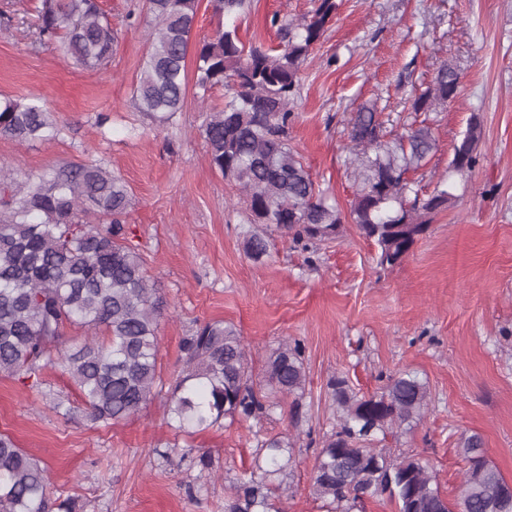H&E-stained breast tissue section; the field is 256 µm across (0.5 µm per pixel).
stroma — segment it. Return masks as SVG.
<instances>
[{"mask_svg":"<svg viewBox=\"0 0 512 512\" xmlns=\"http://www.w3.org/2000/svg\"><path fill=\"white\" fill-rule=\"evenodd\" d=\"M338 10L302 70L291 144L320 188L349 210L358 187L346 126L376 102L394 130L411 124V95L443 63L460 73L455 97L433 113L436 147L411 178L430 193L439 177L456 198L396 266L344 222L336 240L308 250L274 237L255 262L238 189L209 163L200 129L224 105V91L199 99L188 88L182 112L159 124L132 100L152 37L145 0H99L118 40L107 65L89 70L41 42L30 0H0V98L43 102L60 133L45 142L0 136V169L48 172L101 162L131 195L129 237L164 307L158 369L181 370V343L197 323L233 324L249 347L256 390L264 359L284 339L299 341L308 375L299 403L269 415L185 437L169 424L165 395L105 428L84 416L80 392L59 369L42 390L0 376V433L44 462L57 495L80 512H224V495L272 436L298 435L283 479V512H322L310 495L314 460L336 428L332 384L379 392L391 375L426 382L430 409L420 423L387 433L390 455L424 461L443 494L461 480L462 438L478 434L487 458L512 483V0H336ZM317 0H251L237 20L248 45L277 46L273 15L301 18ZM483 125L478 162L450 172L453 147L471 115ZM62 402L70 416L55 413ZM207 451L202 473L158 452L172 444Z\"/></svg>","mask_w":512,"mask_h":512,"instance_id":"obj_1","label":"stroma"}]
</instances>
